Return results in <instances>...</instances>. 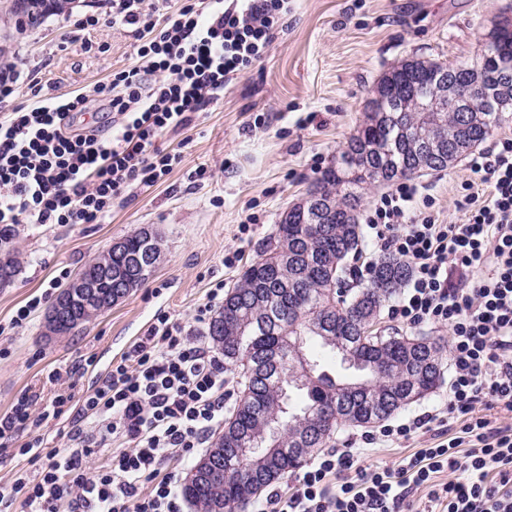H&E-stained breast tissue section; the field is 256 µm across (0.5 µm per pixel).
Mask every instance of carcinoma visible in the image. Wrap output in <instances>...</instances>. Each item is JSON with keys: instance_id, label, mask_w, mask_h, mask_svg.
Returning a JSON list of instances; mask_svg holds the SVG:
<instances>
[{"instance_id": "carcinoma-1", "label": "carcinoma", "mask_w": 512, "mask_h": 512, "mask_svg": "<svg viewBox=\"0 0 512 512\" xmlns=\"http://www.w3.org/2000/svg\"><path fill=\"white\" fill-rule=\"evenodd\" d=\"M447 97L433 112L426 101ZM512 120V20L495 24L480 52L458 65L408 58L379 79L365 119L340 155L305 198L284 213L265 248L243 272L211 317L207 336L224 353V364L245 366L232 415L211 447L224 449V472L183 494L195 512H245L269 484L303 467L333 434L347 426L384 421L433 392L442 382L444 345L427 336H396L375 329L381 309L403 288L410 266L381 255L367 283L355 288L346 276V258L361 251L358 214L366 187L393 184L422 170L442 171L495 130ZM446 145L445 156L423 159L427 140ZM16 224L0 226V288L20 271ZM133 287L151 276L161 258L160 238L142 228L123 238ZM98 291L108 294L119 276L110 251L84 266ZM103 304L78 309L80 324L59 328L70 335L105 313ZM302 346L313 375L298 383ZM346 349L355 381L341 377L336 351ZM282 423V449L271 459L251 461L242 440Z\"/></svg>"}]
</instances>
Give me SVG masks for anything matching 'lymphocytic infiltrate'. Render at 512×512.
<instances>
[{"label":"lymphocytic infiltrate","mask_w":512,"mask_h":512,"mask_svg":"<svg viewBox=\"0 0 512 512\" xmlns=\"http://www.w3.org/2000/svg\"><path fill=\"white\" fill-rule=\"evenodd\" d=\"M133 28L137 65L70 96L45 94L0 114V224H102L132 185L152 186L181 161L157 142L186 128L232 77L269 52L288 0H103ZM459 222L441 223L408 181L364 214L374 249L411 268L391 319L449 333L448 400L395 424L355 433L314 456L290 491L269 485L254 512H512V137L469 161ZM223 286L185 328L158 315L89 393L64 375L50 403L22 395L0 416L24 465L0 490V512H184L168 464L191 462L224 423L235 392L206 342ZM71 413L65 448L49 420ZM461 420L451 431L449 420ZM429 435L400 465L363 464L379 446Z\"/></svg>","instance_id":"obj_1"}]
</instances>
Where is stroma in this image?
Here are the masks:
<instances>
[{
    "mask_svg": "<svg viewBox=\"0 0 512 512\" xmlns=\"http://www.w3.org/2000/svg\"><path fill=\"white\" fill-rule=\"evenodd\" d=\"M15 0H0V45L44 91L64 95L136 62L130 26L100 21L85 30L83 13L49 16L19 27ZM512 0H290L277 39L218 102L164 142L182 160L151 187H134L112 204L104 224L21 225V268L0 288V415L22 394L50 401L53 370L76 360L78 391L92 390L158 313L189 326L207 291L232 290L273 234L281 214L305 197L362 122L380 76L416 56L448 63L473 57ZM209 178L195 179L197 168ZM471 177L466 159L416 177L444 222L457 221L456 199ZM255 223H248V216ZM149 228L162 257L149 280L69 336L47 335L44 311L15 324L19 307L46 289L61 290L112 242ZM237 254L226 265L229 254Z\"/></svg>",
    "mask_w": 512,
    "mask_h": 512,
    "instance_id": "1",
    "label": "stroma"
}]
</instances>
